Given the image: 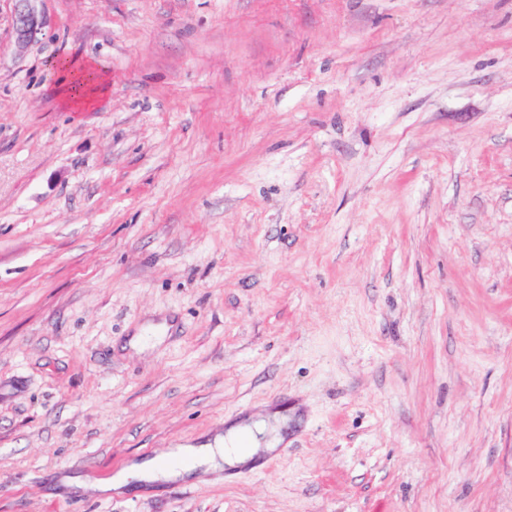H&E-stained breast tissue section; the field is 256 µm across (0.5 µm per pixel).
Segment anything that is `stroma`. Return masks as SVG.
<instances>
[{
	"label": "stroma",
	"instance_id": "obj_1",
	"mask_svg": "<svg viewBox=\"0 0 512 512\" xmlns=\"http://www.w3.org/2000/svg\"><path fill=\"white\" fill-rule=\"evenodd\" d=\"M31 7L22 47L0 0V512H512V0ZM274 411L255 465L58 484ZM58 70L63 75L59 83V100L68 111L87 112L100 103L106 90L95 67L73 58L62 60Z\"/></svg>",
	"mask_w": 512,
	"mask_h": 512
}]
</instances>
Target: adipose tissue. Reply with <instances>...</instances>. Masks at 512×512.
Listing matches in <instances>:
<instances>
[{
    "label": "adipose tissue",
    "instance_id": "1",
    "mask_svg": "<svg viewBox=\"0 0 512 512\" xmlns=\"http://www.w3.org/2000/svg\"><path fill=\"white\" fill-rule=\"evenodd\" d=\"M59 70L62 79L58 95L63 107L71 112L94 109L105 92L104 81L95 67L81 59L62 60ZM281 434H267L264 423L259 421L231 425L225 433L199 444H185L171 449L174 457L188 459L186 468L175 470L164 467L156 459L146 458L116 471L106 478L64 477L67 487L99 494H123L130 483L147 487L182 480L198 473H218L224 468L236 469L253 461L257 445H264L266 452H273L281 444Z\"/></svg>",
    "mask_w": 512,
    "mask_h": 512
}]
</instances>
